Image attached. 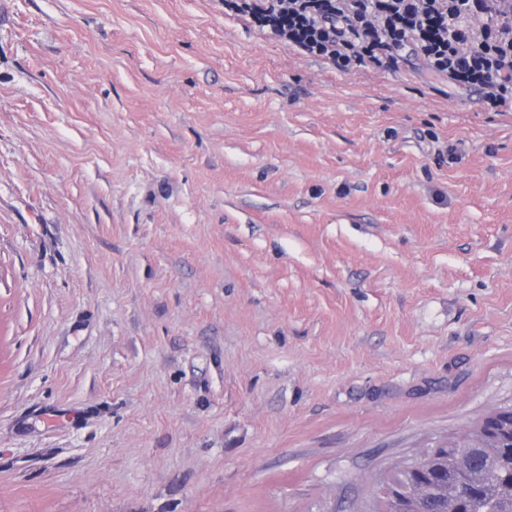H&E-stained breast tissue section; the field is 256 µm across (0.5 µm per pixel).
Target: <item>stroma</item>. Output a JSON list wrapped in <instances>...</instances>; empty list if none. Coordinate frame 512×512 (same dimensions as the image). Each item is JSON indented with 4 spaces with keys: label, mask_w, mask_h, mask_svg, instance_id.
<instances>
[{
    "label": "stroma",
    "mask_w": 512,
    "mask_h": 512,
    "mask_svg": "<svg viewBox=\"0 0 512 512\" xmlns=\"http://www.w3.org/2000/svg\"><path fill=\"white\" fill-rule=\"evenodd\" d=\"M512 407V109L224 0H0V512H377Z\"/></svg>",
    "instance_id": "35a3bbf8"
}]
</instances>
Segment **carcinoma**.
Returning <instances> with one entry per match:
<instances>
[{
	"mask_svg": "<svg viewBox=\"0 0 512 512\" xmlns=\"http://www.w3.org/2000/svg\"><path fill=\"white\" fill-rule=\"evenodd\" d=\"M491 20L512 28V0H488ZM472 25V18L448 2V29ZM512 60V42L479 43L471 54ZM422 470L391 473L383 488L381 512H403L389 491L404 488L416 508L411 512H512V433L493 437L484 420L475 422L462 439L451 437L443 448L425 450Z\"/></svg>",
	"mask_w": 512,
	"mask_h": 512,
	"instance_id": "1",
	"label": "carcinoma"
}]
</instances>
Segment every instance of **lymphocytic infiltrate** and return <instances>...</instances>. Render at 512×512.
Returning a JSON list of instances; mask_svg holds the SVG:
<instances>
[{
    "instance_id": "obj_1",
    "label": "lymphocytic infiltrate",
    "mask_w": 512,
    "mask_h": 512,
    "mask_svg": "<svg viewBox=\"0 0 512 512\" xmlns=\"http://www.w3.org/2000/svg\"><path fill=\"white\" fill-rule=\"evenodd\" d=\"M224 8L344 72L394 68L409 43L435 71H449L443 0H224Z\"/></svg>"
}]
</instances>
